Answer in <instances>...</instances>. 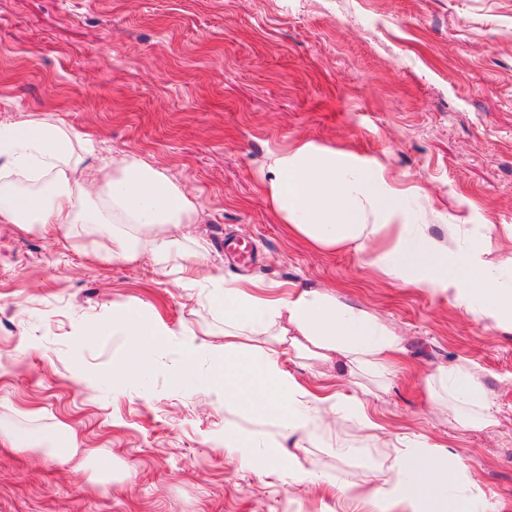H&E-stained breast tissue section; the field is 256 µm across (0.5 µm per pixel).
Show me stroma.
Returning a JSON list of instances; mask_svg holds the SVG:
<instances>
[{
  "label": "stroma",
  "mask_w": 512,
  "mask_h": 512,
  "mask_svg": "<svg viewBox=\"0 0 512 512\" xmlns=\"http://www.w3.org/2000/svg\"><path fill=\"white\" fill-rule=\"evenodd\" d=\"M50 113L92 137L91 164L133 155L195 200L208 269L296 282L386 319L403 336L394 377L367 378L378 421L460 455L483 512H512V330L453 298L381 276L368 255L317 252L265 201L258 172L298 141L386 167L431 224L493 230L512 253V0H0V122ZM257 261L228 260L225 237ZM83 229L69 240L0 224V422L43 434L68 426L120 481L0 443V512H335L336 492L289 483L223 448L241 423L215 403L210 353L185 367L177 341L152 372L118 385L117 310L198 342L224 341V307L144 259L106 263ZM467 363L496 424L449 421L422 379ZM297 456L336 483L374 484L387 444L342 419Z\"/></svg>",
  "instance_id": "35a3bbf8"
}]
</instances>
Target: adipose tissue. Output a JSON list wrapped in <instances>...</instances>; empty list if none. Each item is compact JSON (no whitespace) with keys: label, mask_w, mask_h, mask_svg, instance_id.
<instances>
[{"label":"adipose tissue","mask_w":512,"mask_h":512,"mask_svg":"<svg viewBox=\"0 0 512 512\" xmlns=\"http://www.w3.org/2000/svg\"><path fill=\"white\" fill-rule=\"evenodd\" d=\"M90 151L89 141L47 115L0 122V223L66 233L84 225L100 237V258L107 263H134L147 255L174 274L183 272L184 261L203 264L205 242L185 246L180 233L182 225L197 222L199 206L174 177L132 155L93 167L86 161ZM259 178L289 232L315 250L361 251L374 244L369 263L383 276L453 295L512 327V257L491 261V234L467 242L457 224L434 237L384 168H365L336 148L300 141L272 152ZM205 285L224 302V342L214 353L217 368L208 388L244 418L234 446L244 455L261 449L254 466L278 463L282 439L304 443L316 425L332 417H350L360 429L383 433L359 396L315 394L282 361L314 359L347 379L388 369L404 350L403 336L389 323L326 290L276 294L262 281L228 279L220 272L207 276ZM112 334L123 342L115 377L130 380L148 374L146 348L167 340L170 331L125 314L113 319ZM424 380L459 426L494 425L476 367L436 366ZM69 436L65 429L36 437L0 423V438L19 451L42 447L66 458ZM469 480L458 454L424 441H401L376 484H342L336 494L368 504L371 512H473V497L450 493Z\"/></svg>","instance_id":"adipose-tissue-1"}]
</instances>
